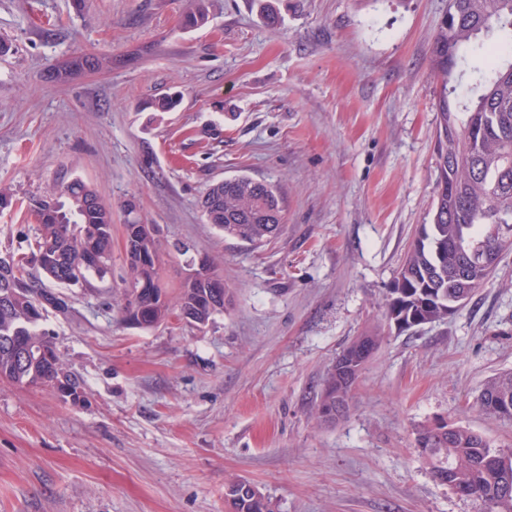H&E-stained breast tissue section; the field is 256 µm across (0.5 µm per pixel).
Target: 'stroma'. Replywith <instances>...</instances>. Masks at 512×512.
I'll list each match as a JSON object with an SVG mask.
<instances>
[{"mask_svg": "<svg viewBox=\"0 0 512 512\" xmlns=\"http://www.w3.org/2000/svg\"><path fill=\"white\" fill-rule=\"evenodd\" d=\"M0 0V185L43 197L80 179L112 206V273L66 289L49 330L83 400L0 380V512H228L224 482L274 512H479L436 481L416 430L445 420L512 449L476 406L512 370V252L447 320L400 331L384 299L435 191L433 33L448 0ZM104 68L72 75L71 58ZM180 96L171 112L146 101ZM275 184L277 237L206 223L208 186ZM154 225L162 284L215 259L233 293L204 327L120 320L123 227ZM38 232L0 209V256ZM187 245L189 254L178 252ZM383 339L345 415L316 416L337 356ZM382 340L381 331L379 328H374L368 331L364 336H358L354 341H352L349 346L345 348L342 352H347L349 354H355L356 356H360L362 350H366L368 355V359L379 347Z\"/></svg>", "mask_w": 512, "mask_h": 512, "instance_id": "35a3bbf8", "label": "stroma"}]
</instances>
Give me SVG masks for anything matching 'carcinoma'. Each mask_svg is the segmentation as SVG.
Returning a JSON list of instances; mask_svg holds the SVG:
<instances>
[{
	"label": "carcinoma",
	"mask_w": 512,
	"mask_h": 512,
	"mask_svg": "<svg viewBox=\"0 0 512 512\" xmlns=\"http://www.w3.org/2000/svg\"><path fill=\"white\" fill-rule=\"evenodd\" d=\"M208 22L204 0L182 21L185 28ZM475 45L486 49V63L476 71L474 93L464 102L448 96V83L463 60L462 52ZM430 72L440 84L436 107V195L431 223L421 225L420 243L405 253L394 277L397 285L385 300V319L432 324L448 318V303L464 305L485 285L500 256L512 250V241L492 230L494 224L512 222V0H448V14L433 35ZM458 128V138H446L448 125ZM62 188L68 192L64 206L69 217L58 216L54 198H32L27 209L39 224L31 256H0V288L14 289L8 303H0V379L19 385L58 389L63 367L48 335L36 329L44 313H65L67 297L38 287L29 278L33 257L49 246L59 258L42 268L46 277L64 286L101 278L111 270L112 206L79 179ZM205 220L248 246L257 248L276 236L283 223L282 198L276 185L238 175L209 185L201 200ZM467 240L478 246L487 262H469L459 249ZM144 257L128 264L129 280L120 308L122 321L135 312L142 316L169 315L167 293L161 284L157 238L140 244ZM230 287L209 266V275L182 283L177 295L179 310H188V324L201 327L224 312ZM382 340L379 328L357 337L345 352L372 355ZM47 348L51 356L27 358L26 344ZM351 388L336 386L328 375L320 395L317 415L349 399ZM481 412L491 419L512 421V371L488 380L477 398ZM417 440L432 443L427 461L436 480L451 477L469 490L481 512H512V497L503 500L501 480L512 479V450L492 447L483 434L454 426L440 437L433 424L422 425ZM224 499L230 512H272L270 501L255 497L237 480L225 482Z\"/></svg>",
	"instance_id": "cac0c4a2"
}]
</instances>
